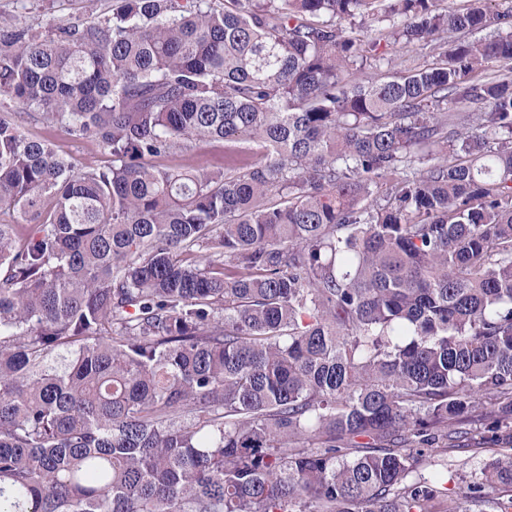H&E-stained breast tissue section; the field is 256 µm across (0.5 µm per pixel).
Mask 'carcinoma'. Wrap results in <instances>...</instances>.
<instances>
[{
    "mask_svg": "<svg viewBox=\"0 0 512 512\" xmlns=\"http://www.w3.org/2000/svg\"><path fill=\"white\" fill-rule=\"evenodd\" d=\"M466 2L0 28V99L112 155L0 116V512H512V6ZM207 140L259 157L151 164ZM428 49H422L421 46L414 47L408 52L399 53L392 56V70L405 71L414 67H421L427 64L429 60ZM0 112H22L17 114L22 130L29 136L49 140L57 153L70 159L78 167L86 165L103 166L112 164V155L104 151L95 141L75 138L57 125L33 121L23 112H31L0 101ZM489 452L473 449L467 452L441 451L430 457V463L422 472L426 475H438L444 487L454 489L461 484L462 477L467 481L480 477V470Z\"/></svg>",
    "mask_w": 512,
    "mask_h": 512,
    "instance_id": "obj_1",
    "label": "carcinoma"
}]
</instances>
